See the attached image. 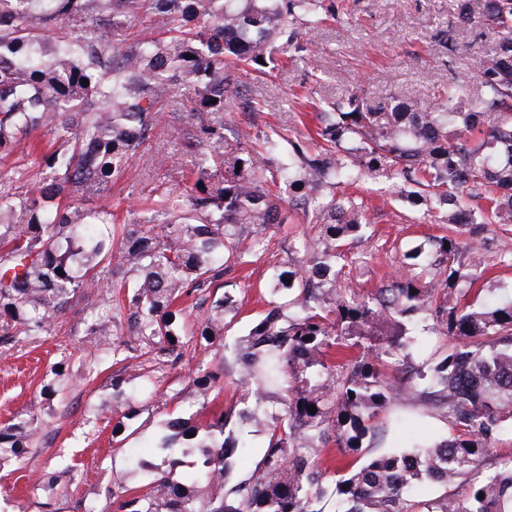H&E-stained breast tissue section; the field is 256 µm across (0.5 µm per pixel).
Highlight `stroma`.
<instances>
[{
    "instance_id": "35a3bbf8",
    "label": "stroma",
    "mask_w": 512,
    "mask_h": 512,
    "mask_svg": "<svg viewBox=\"0 0 512 512\" xmlns=\"http://www.w3.org/2000/svg\"><path fill=\"white\" fill-rule=\"evenodd\" d=\"M453 0H344V15L328 19L308 36L311 54L268 74H245L249 97L261 100V122L300 138L307 129L294 106L298 95L335 101L351 94L375 101L389 95L426 106L435 102L449 80L466 75L469 56L449 50L445 33L453 24ZM192 93L178 89L162 106L166 115L144 155L133 161L108 196L91 197L88 206L112 207L116 220L133 224L147 219L158 185L194 180L183 140L189 128L186 108ZM38 170L35 155L17 149L0 154V186L21 193ZM370 224L345 262L341 287L366 292L379 287L400 267L399 253L429 236L448 235L460 242L478 237L484 266L469 295L512 300V227L489 225L462 228L452 224H415L409 203L385 179L362 183ZM315 225L301 212L289 211L287 224L269 237L263 260L224 277L240 300L238 310L224 315L226 336H242L262 317L271 297L267 263L290 262L293 243L315 234ZM108 288L76 298L50 327L33 336H19L9 351L0 352V428L26 423L24 454L0 450V512H117L119 487L148 489L142 470L132 468L128 449L145 462L158 461L154 440L167 412L180 411L201 425L189 377L211 352L186 344L177 364H160L155 353L141 356L137 371L118 370L112 346L127 335L125 319H117L107 336H92L88 327L95 310L105 308ZM133 395L135 413L126 436L112 433V383ZM448 427L424 409L413 393L396 405L375 441V449L403 448L414 439L446 435Z\"/></svg>"
}]
</instances>
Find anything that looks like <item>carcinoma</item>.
I'll use <instances>...</instances> for the list:
<instances>
[{
	"instance_id": "obj_1",
	"label": "carcinoma",
	"mask_w": 512,
	"mask_h": 512,
	"mask_svg": "<svg viewBox=\"0 0 512 512\" xmlns=\"http://www.w3.org/2000/svg\"><path fill=\"white\" fill-rule=\"evenodd\" d=\"M338 9L336 0H0V153L39 129L54 132L40 163L49 174L16 201L0 194V345L37 334L104 282L124 299L89 331L107 336L128 312L116 362L150 343L175 363L182 336L198 337L221 353L192 377L201 412L219 397L227 361L240 366L239 402L213 415L204 435L167 415L162 462L140 464L154 472L149 490L118 498V512H323L331 444L353 458L336 481L334 512H512V453L492 452L512 420V301L462 306L452 297L475 281L480 243H468L465 265L455 239L434 237L404 251L403 272L372 292L336 287L346 247L369 224L362 200L336 194L338 186L382 177L408 187V203L425 218L512 224V0H455L448 45L467 33L496 35L492 54L470 51L477 89L457 79L426 110L396 96L314 104L307 145L262 129L261 108L244 98L237 73L302 57L310 51L303 29ZM120 15L152 18L165 44L111 43ZM29 16L42 30L60 29L51 57L33 50V32L19 24ZM76 19L84 25L73 37L63 24ZM178 84L195 91L185 147L197 178L165 188L162 220L114 226L111 210L85 208L81 198L109 189L144 152ZM236 100L251 122L229 140L222 113ZM284 142L286 162L278 159ZM285 203L318 225L298 243L306 264L272 266L269 288L284 301L269 302L247 335L228 340L224 312L238 303L224 274L262 257L271 229L288 220ZM216 289L223 293L212 313L185 332L181 300ZM421 315L437 335L464 340L426 371L410 359L409 326ZM113 389L126 407L115 436L132 406ZM405 390L435 411L449 437L371 453L366 441ZM273 395L282 413L269 419L263 405ZM248 428L264 433L262 455L231 481L234 457L250 447ZM27 437L23 423L0 429V445L17 456ZM191 448L201 449L200 465L183 470ZM423 479L444 494L411 497Z\"/></svg>"
}]
</instances>
